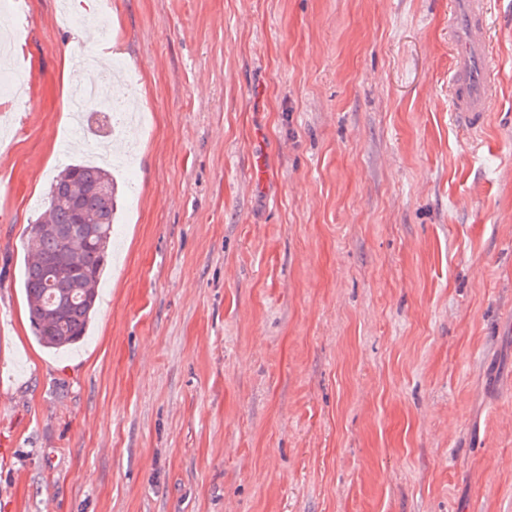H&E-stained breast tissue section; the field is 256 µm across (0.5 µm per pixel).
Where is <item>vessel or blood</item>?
<instances>
[{"label": "vessel or blood", "mask_w": 512, "mask_h": 512, "mask_svg": "<svg viewBox=\"0 0 512 512\" xmlns=\"http://www.w3.org/2000/svg\"><path fill=\"white\" fill-rule=\"evenodd\" d=\"M488 0H453L449 28L455 43L449 63L452 92L448 102L455 123L484 127L497 87L487 35Z\"/></svg>", "instance_id": "obj_1"}]
</instances>
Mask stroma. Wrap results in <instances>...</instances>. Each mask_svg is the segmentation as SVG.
<instances>
[{"instance_id": "obj_1", "label": "stroma", "mask_w": 512, "mask_h": 512, "mask_svg": "<svg viewBox=\"0 0 512 512\" xmlns=\"http://www.w3.org/2000/svg\"><path fill=\"white\" fill-rule=\"evenodd\" d=\"M448 2L0 0V512H512V0L471 137ZM80 47L143 121L56 354L20 275L52 176L112 149L60 150Z\"/></svg>"}]
</instances>
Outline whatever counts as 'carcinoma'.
I'll use <instances>...</instances> for the list:
<instances>
[{
	"instance_id": "carcinoma-1",
	"label": "carcinoma",
	"mask_w": 512,
	"mask_h": 512,
	"mask_svg": "<svg viewBox=\"0 0 512 512\" xmlns=\"http://www.w3.org/2000/svg\"><path fill=\"white\" fill-rule=\"evenodd\" d=\"M115 183L107 169L65 167L52 182L48 207L28 225L21 283L36 340L67 351L89 331L112 247Z\"/></svg>"
}]
</instances>
